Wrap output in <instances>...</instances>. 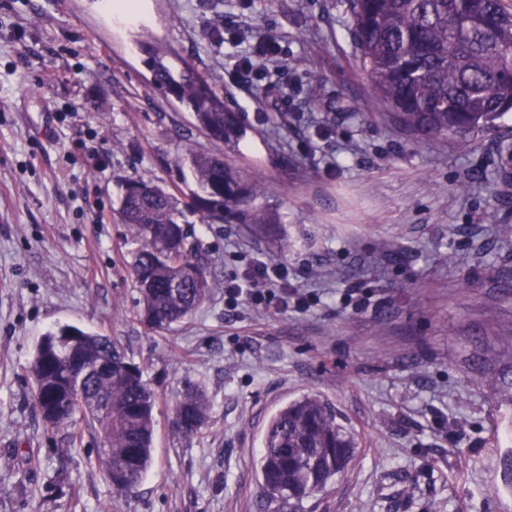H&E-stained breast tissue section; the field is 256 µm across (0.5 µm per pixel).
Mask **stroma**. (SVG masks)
Wrapping results in <instances>:
<instances>
[{
  "instance_id": "1",
  "label": "stroma",
  "mask_w": 512,
  "mask_h": 512,
  "mask_svg": "<svg viewBox=\"0 0 512 512\" xmlns=\"http://www.w3.org/2000/svg\"><path fill=\"white\" fill-rule=\"evenodd\" d=\"M219 19L247 45L273 37L279 68L243 69L212 39ZM146 42L223 93L246 131L234 164L262 173L277 215L264 230L191 225L216 286L165 333L138 316L120 184L186 190L176 157L219 146L152 85ZM385 111L344 0H143L134 21L110 0H0V512H261L267 425L304 394L357 443L304 512H512V241L495 235L512 224V182L495 136L416 144ZM258 258L287 266L307 310L227 306L225 286ZM63 324L106 331L159 396L152 462L129 495L95 432L69 446L36 408L29 366ZM189 383L211 410L187 438L171 407Z\"/></svg>"
}]
</instances>
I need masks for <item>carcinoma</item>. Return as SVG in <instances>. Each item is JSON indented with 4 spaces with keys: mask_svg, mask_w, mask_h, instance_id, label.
Instances as JSON below:
<instances>
[{
    "mask_svg": "<svg viewBox=\"0 0 512 512\" xmlns=\"http://www.w3.org/2000/svg\"><path fill=\"white\" fill-rule=\"evenodd\" d=\"M352 39L380 102L416 140L471 137L499 129L512 111V4L507 0H346ZM142 51L154 86L185 105L195 125L225 153L238 154L244 129L208 79L157 44ZM181 162L194 181L189 202L151 179L121 184L116 212L133 231L131 276L151 329L169 331L191 318L214 283L188 216L202 224L276 223L259 189L262 174L243 180L218 155L187 149ZM77 346L53 354L38 343L30 366L35 403L46 427L68 431L70 445L93 430L112 489L128 494L151 463L158 395L139 366L109 336L79 330ZM210 401L188 386L175 402L179 432L205 424ZM355 448L335 408L306 395L277 411L256 462L262 512H300L303 500L342 473Z\"/></svg>",
    "mask_w": 512,
    "mask_h": 512,
    "instance_id": "carcinoma-1",
    "label": "carcinoma"
}]
</instances>
